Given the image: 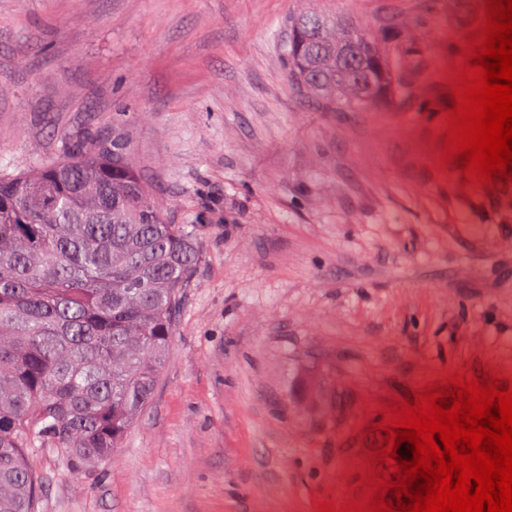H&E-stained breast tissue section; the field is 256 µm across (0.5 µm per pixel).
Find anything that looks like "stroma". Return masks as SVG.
I'll return each instance as SVG.
<instances>
[{
	"label": "stroma",
	"instance_id": "35a3bbf8",
	"mask_svg": "<svg viewBox=\"0 0 512 512\" xmlns=\"http://www.w3.org/2000/svg\"><path fill=\"white\" fill-rule=\"evenodd\" d=\"M397 34L384 106L305 102L288 18ZM458 0H0V167L121 126L201 252L152 400L102 467L31 463L38 512H317L385 402L481 364L512 376V184L440 167Z\"/></svg>",
	"mask_w": 512,
	"mask_h": 512
}]
</instances>
